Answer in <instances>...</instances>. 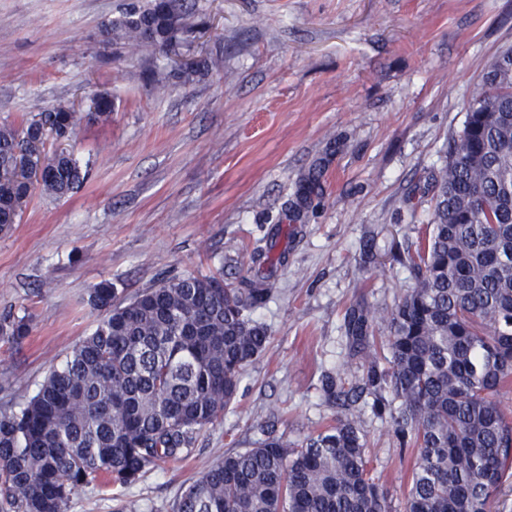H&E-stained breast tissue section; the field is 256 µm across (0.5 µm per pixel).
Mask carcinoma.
<instances>
[{"label": "carcinoma", "instance_id": "cac0c4a2", "mask_svg": "<svg viewBox=\"0 0 512 512\" xmlns=\"http://www.w3.org/2000/svg\"><path fill=\"white\" fill-rule=\"evenodd\" d=\"M130 3L104 29L115 44L145 49L187 33L180 0ZM112 114L96 94L90 110L57 106L22 127L0 124V231L17 223L39 185L57 197L86 179L72 154L38 155L47 137L69 141ZM432 221L397 258L413 286L379 317L344 315L359 382L322 377L344 416L293 446L272 431L229 453L180 494L175 512H389L370 474L359 402L389 415L413 451L405 512H488L512 477V417L495 397L512 387V47L485 68L463 129L424 187ZM269 289L248 281L175 276L126 301L102 282L90 295L94 331L75 345L26 402L0 410V499L10 512H66L74 489L99 480L129 488L150 468L177 461L237 399L243 367L269 343L253 318ZM387 323L389 355L377 353L375 319ZM26 317L0 321V340L28 335ZM386 361L388 367L381 366Z\"/></svg>", "mask_w": 512, "mask_h": 512}]
</instances>
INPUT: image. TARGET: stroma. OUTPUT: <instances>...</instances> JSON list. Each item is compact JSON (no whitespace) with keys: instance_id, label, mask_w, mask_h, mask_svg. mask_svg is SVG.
Returning a JSON list of instances; mask_svg holds the SVG:
<instances>
[{"instance_id":"35a3bbf8","label":"stroma","mask_w":512,"mask_h":512,"mask_svg":"<svg viewBox=\"0 0 512 512\" xmlns=\"http://www.w3.org/2000/svg\"><path fill=\"white\" fill-rule=\"evenodd\" d=\"M128 2L0 0V124L112 99L74 146L82 187L34 188L0 232V317L30 323L20 343L0 341V407L32 396L94 330L100 282L121 300L187 273L262 283L255 317L271 340L235 405L126 492L142 512H174L206 467L254 447L265 419L296 444L335 423L321 379L354 376L344 313L391 310L411 287L396 257L432 213L414 191L512 46V0H187L189 36L153 52L104 38ZM210 57L221 67L203 68ZM165 62L175 74L160 90L149 73ZM313 172L321 191L295 211ZM257 251L274 264L252 263ZM359 427L391 512H404L409 449L370 407Z\"/></svg>"}]
</instances>
